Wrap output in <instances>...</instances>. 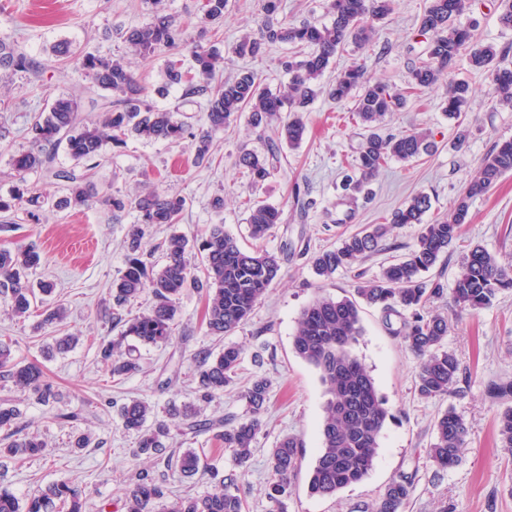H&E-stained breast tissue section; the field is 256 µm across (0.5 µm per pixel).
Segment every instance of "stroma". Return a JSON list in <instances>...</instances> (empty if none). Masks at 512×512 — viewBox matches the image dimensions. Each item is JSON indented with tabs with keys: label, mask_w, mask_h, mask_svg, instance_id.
Wrapping results in <instances>:
<instances>
[{
	"label": "stroma",
	"mask_w": 512,
	"mask_h": 512,
	"mask_svg": "<svg viewBox=\"0 0 512 512\" xmlns=\"http://www.w3.org/2000/svg\"><path fill=\"white\" fill-rule=\"evenodd\" d=\"M429 0H394L392 10L376 26L371 47H345L317 81V96L305 117L306 131L299 146L283 149L269 178L250 187L235 167L245 149L265 151L271 129L251 127L241 120L212 137L208 162L194 164L191 139L177 143L131 139L112 152L94 177L98 187L109 186L133 196L146 182L161 183L170 192L185 196L187 208L180 223L149 226L143 239L156 264L164 257L158 245L170 235L199 238L208 225H223L243 248H251L247 224L249 201H262L281 209L282 220L265 241V247L281 259V275L267 289L251 319L227 340L208 336L202 323L206 298L186 289L179 302L172 339L142 349L140 368L113 383L99 355L101 340L112 338V283L124 267L128 234L134 212L112 215L100 205L85 209L39 211L29 217L17 211L8 229H0V247H35L40 264L35 280L53 283L48 304L67 308L65 332L78 336L71 351L47 354L53 327H41L40 312L13 317L0 305V341L11 347L14 361L39 364L61 395L60 403L45 405L0 377V400L18 402L22 423L45 441V450L25 462L0 456V475L19 498L61 478L76 483L84 492V512H125L124 490L142 466L135 457L136 434L119 421L120 406L143 399L163 413L169 401L199 404L202 418L243 420L248 412L239 393L254 377L271 383L270 400L262 416L263 430L239 487L248 512H269L265 496L268 450L288 435L298 437L301 469L292 482L285 512H362L385 486L402 473L415 477V490L404 512H512V461L499 447L496 426L498 404L486 393L489 381L512 379V289L497 294L493 304L478 313L455 312L449 293L454 275L468 246L479 244L499 262L512 265V172L505 173L484 196L475 199L470 220L460 241L450 247L441 265L446 291L428 309L447 315L446 346L458 358L462 374L458 389L447 397L420 399L414 392L417 359L402 339L393 335L383 314L362 306L364 335L356 348L387 399L392 415L380 439L370 475L329 497L310 494L307 474L320 446V426L325 395L314 369L292 351L300 312L316 296L352 295L359 278H373L417 242L423 224L448 216L453 201L475 176L480 159L502 140L512 139V109L496 104L488 74L460 64L453 76L467 80L472 97L460 120L469 130L464 147H456L455 132L442 113L446 83L410 97L403 110L385 117L391 133L423 129L430 133L434 150L411 162L391 160L360 192L342 187L349 160L360 142V129L351 118L350 105L330 100L325 89L338 69L366 62L374 79L394 88L405 87L409 71L426 47L418 31ZM201 0H167L177 21L188 23L190 42L219 43L231 48L243 35L258 36L257 0H232L223 25L200 29L194 20ZM500 0H474L467 15L477 24L476 34L505 55L512 68V29L498 21ZM151 9L149 0H0V40L17 45L41 69L40 77L0 71V195L9 196L17 184L11 167L14 154L27 150L26 127L36 109L49 97L65 93L81 99L86 118H95L93 101L100 90L81 75L61 78L55 70L54 44L74 46L124 56L142 82L153 83L162 59L143 61L130 51L125 30L142 23ZM292 54L286 43L266 44L255 57L236 59L235 65L257 71L272 91H285L289 75L284 67ZM418 193L427 194L431 208L422 224L395 227L386 238L387 249L361 261L356 271L338 270L322 280L312 267V257L339 246L343 237L368 224H382L391 213ZM223 196V213H214L210 202ZM236 344L247 353L236 383L211 402L202 403L196 393L197 355L219 352ZM454 408L469 428L468 447L460 464L436 470L424 450L434 436V421ZM73 413L70 421L59 412ZM91 430L101 445L72 449L69 437Z\"/></svg>",
	"instance_id": "35a3bbf8"
}]
</instances>
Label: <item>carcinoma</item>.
<instances>
[{
    "label": "carcinoma",
    "instance_id": "cac0c4a2",
    "mask_svg": "<svg viewBox=\"0 0 512 512\" xmlns=\"http://www.w3.org/2000/svg\"><path fill=\"white\" fill-rule=\"evenodd\" d=\"M259 5L262 38L257 40L246 35L235 44L232 53L240 58L253 57L264 42L293 45L298 55L285 64L292 74L285 93L272 92L252 70H240L233 77L217 80L226 58L213 45H195L189 57L165 60L161 82L153 88L142 83L122 57L94 53L76 56L67 42L53 47L59 73L65 75L73 67L92 86L109 92L110 97L101 104L94 120L81 116V103L73 96L58 94L47 101L27 128L30 148L13 156L12 169L23 184L31 174L49 173L65 183L67 194L53 203L49 197L25 186L8 199L0 197V213L23 209L33 217L50 203L59 208L89 207L99 196L114 213L137 212V224L133 225L127 244L125 268L112 283V299L116 308L122 310L148 290L155 303L130 319L117 314L116 322L121 325L118 336L99 345L101 361L115 381L139 368V347L157 346L170 340L176 303L186 288H197L208 294L205 325L210 336H230L250 319L258 301L281 273L279 258L265 250L260 241L281 223L282 212L269 204L250 207L247 224L251 238L258 242L250 250L240 247L222 224L209 225L196 247L185 237L174 234L162 245L165 263L158 269L140 248L143 227L178 223L187 199L158 187L134 198L117 191L101 196L92 180L94 170L107 158L109 150L126 145L130 136L171 143L191 137L197 140L196 160L202 162L209 158L212 133L231 125L246 112L255 127L277 122L268 154L244 150L236 159V166L250 183L260 184L269 177L280 146L295 147L301 142L305 132L303 114L315 95L312 82L324 74L346 45L362 49L369 43L375 23L391 11L392 0H329L332 21L328 25L309 22L294 25L278 20L279 0H259ZM228 6L229 0H202L200 27L224 23ZM470 7L471 0H430L419 26L420 35L426 39L425 57L410 69L408 89L432 88L464 60L470 69L491 75L497 102L511 107L512 68L499 66L496 46L479 43L472 26L459 22V17ZM124 39L144 61H151L161 51L184 42L182 27L167 12L165 0H151L149 17L129 28ZM0 69L29 73L37 71L38 66L11 44L0 42ZM366 73L365 64L355 63L337 72L328 88L331 100L353 103L352 112L365 128L352 164L358 176H345L343 187L347 190L361 188L389 159L410 161L432 148L429 135L421 131L387 136L379 133L385 115L404 107L406 95L401 90L389 92L386 85L371 82ZM174 86L183 87L187 98H206V126L196 133L189 124L177 119L174 112L158 107L153 100L155 96H167ZM469 92L466 81L448 80L443 111L448 119L455 121V144L459 147L468 138L459 119L469 103ZM62 145L81 169H56V153ZM507 172H512L511 139L496 144L481 159L478 175L457 195L448 219L425 225L414 248L383 268L379 276L354 288L358 300L321 296L302 309L292 349L318 372L327 396L320 448L308 476L311 494L333 496L363 481L373 468L382 432L390 418L373 377L355 353L363 332L358 301L380 308L387 320L393 315L401 319V328L395 334L419 360L414 388L420 398L439 399L459 382L460 363L453 353L443 349L448 317L427 311V304L443 294V284L426 280L422 274L434 269L442 256L448 254V247L460 239L472 201L485 195ZM430 207V197L417 194L395 210L388 223L369 224L343 238L338 247L319 252L312 258L316 275L328 280L340 269L353 268L379 250L391 227L423 223ZM39 261V254L30 249H0V302L17 317L28 316L37 303L28 274ZM505 289H512V270L502 266L485 247L479 244L470 247L454 277L455 307L471 312L484 309ZM243 360L244 350L236 345H227L217 354L208 353L200 361L197 372L201 398L210 400L232 384ZM0 372L42 403L58 399V393L44 383L41 369L13 361L10 347L2 342ZM487 393L503 405L498 413L500 447L512 458V380L490 383ZM269 394L268 380L253 378L241 393L249 413L242 421L200 420L193 405L180 408L173 404L168 409L170 417L178 420L177 427L191 433L211 432L216 440L224 443V450L231 453L236 468L222 476L193 449L172 459L168 444L170 425L164 421L147 424L151 413L147 402L131 400L121 406L122 427L140 434L136 456L151 458L155 463L162 461L165 467L175 468L184 477H192L201 469L211 473L212 490L176 502L170 512H246L237 481L262 431L261 415ZM21 417L22 412L14 402L0 400V429L6 430L10 438L0 451L23 460L39 453L44 444L38 434L25 431L20 425ZM467 437L464 418L448 408L434 422V439L426 449L428 458L442 471L456 466ZM300 447L297 437L286 436L270 449L266 484L270 512H284L285 500L299 468ZM413 491L414 477L401 474L389 482L364 512H403ZM164 495L165 483L160 475L147 468L140 469L126 492V512H158L159 500ZM0 512H83V491L72 481L60 479L22 501L0 481Z\"/></svg>",
    "mask_w": 512,
    "mask_h": 512
}]
</instances>
